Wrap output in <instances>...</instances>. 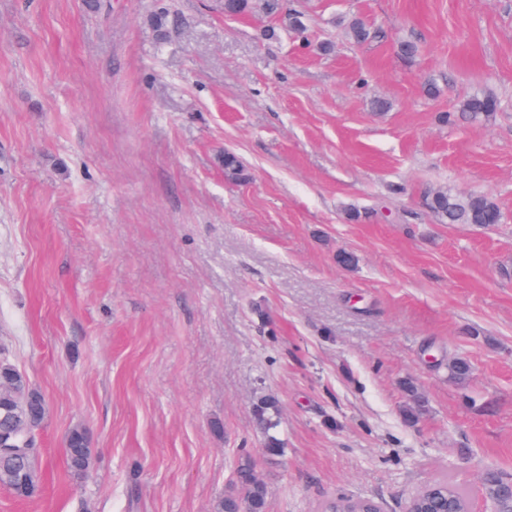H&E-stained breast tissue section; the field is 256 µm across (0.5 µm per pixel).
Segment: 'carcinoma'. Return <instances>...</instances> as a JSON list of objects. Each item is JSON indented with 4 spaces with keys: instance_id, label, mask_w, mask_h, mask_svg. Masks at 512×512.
I'll return each mask as SVG.
<instances>
[{
    "instance_id": "obj_1",
    "label": "carcinoma",
    "mask_w": 512,
    "mask_h": 512,
    "mask_svg": "<svg viewBox=\"0 0 512 512\" xmlns=\"http://www.w3.org/2000/svg\"><path fill=\"white\" fill-rule=\"evenodd\" d=\"M262 11L270 15H282L288 27L304 33L306 25L303 15L285 8L284 0H224V12L228 15H247ZM346 28L350 36L358 42L371 38L370 30L357 18L347 21ZM498 108L497 99L491 94L475 95L467 98L461 105V111L474 118H489ZM224 177L231 182L247 180V170L238 157L230 152L224 153ZM427 205L435 217L443 224L490 225L499 224L503 213L499 204L484 194L458 195L447 190H440L428 197ZM472 366L465 358H454L448 363L451 378L463 381L471 373ZM276 402L270 395L258 398L255 416L265 436V452L269 456H279L284 448L280 440L272 434L277 427L273 419ZM46 404L38 398V391L33 388L26 377L12 362H0V446L18 448L29 430L44 422ZM67 465L70 471L83 476L91 467L92 448L85 429H72L66 440ZM23 464L14 459L0 458V485L9 487L13 484ZM453 502L457 509L465 508V494L453 484L439 481L429 487V493L420 495L417 507L423 512H444L448 502ZM247 503L253 512H265L266 487L254 473L251 457L239 459L235 469V481L232 491L224 496L218 504L217 512H239L242 504ZM330 512H362L366 504L353 498L339 496L325 504Z\"/></svg>"
}]
</instances>
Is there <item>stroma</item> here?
<instances>
[{"label": "stroma", "mask_w": 512, "mask_h": 512, "mask_svg": "<svg viewBox=\"0 0 512 512\" xmlns=\"http://www.w3.org/2000/svg\"><path fill=\"white\" fill-rule=\"evenodd\" d=\"M110 3L0 0V353L46 400L38 488L0 487V512H216L245 452L267 512H405L439 480L490 512L483 473L512 475V0H289L300 36L224 0ZM487 93L492 117L439 122ZM437 190L504 219L439 223ZM276 402L270 395H262L258 398L255 407V416L265 436V452L268 456H279L284 448L280 440L271 433L278 423L273 419ZM66 460L72 473L83 476L91 467L92 448L84 428H73L66 437Z\"/></svg>", "instance_id": "stroma-1"}]
</instances>
